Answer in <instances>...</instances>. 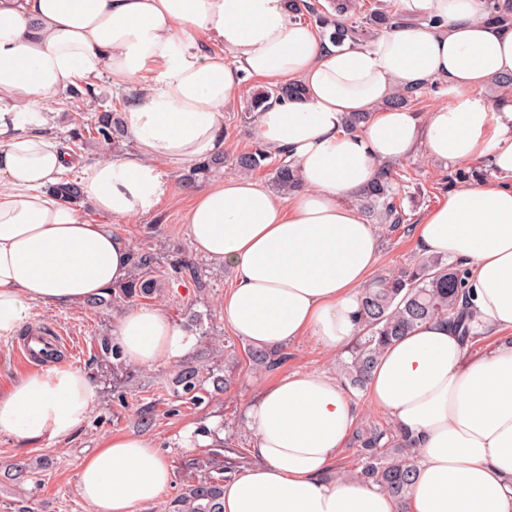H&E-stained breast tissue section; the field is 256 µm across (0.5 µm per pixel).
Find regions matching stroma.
<instances>
[{"label":"stroma","instance_id":"obj_1","mask_svg":"<svg viewBox=\"0 0 512 512\" xmlns=\"http://www.w3.org/2000/svg\"><path fill=\"white\" fill-rule=\"evenodd\" d=\"M261 86V80L246 79L224 106V136L232 154L260 144L257 122L245 119L244 110L251 93ZM392 169L404 221L396 231L380 236L373 270L377 277L418 263L416 228L421 217L463 186V174L478 170L485 179L494 177L484 161L461 166L419 154L393 164ZM163 175L169 194L151 214L124 219L87 205L80 211L84 221L111 225L113 232L153 257L161 292L151 303L190 333L192 347L172 362L143 368L101 349L102 342L111 340L116 320L128 310V303L99 308L81 302L51 311L34 309L33 324L57 326L66 333L76 350L68 365L92 380L96 397L87 419L66 439L22 444L0 435V512H93L79 492L81 464L104 438L122 433L152 439L170 462L173 482L163 500L148 510L165 512L168 500L190 481L209 476L222 479L250 463L255 438L245 422V409L263 386L294 372L337 371L345 356L341 350L325 352L306 338L286 346L288 360L278 369L256 365L248 356V343L232 333L222 315L224 293L234 284L233 272L193 250L186 213L194 191L184 183L187 172L167 169ZM180 258L192 263L193 273L174 272L172 264ZM189 370L197 375V388L190 396L177 383L178 376ZM214 420L224 431L223 439L204 448L185 447L183 432L206 433Z\"/></svg>","mask_w":512,"mask_h":512}]
</instances>
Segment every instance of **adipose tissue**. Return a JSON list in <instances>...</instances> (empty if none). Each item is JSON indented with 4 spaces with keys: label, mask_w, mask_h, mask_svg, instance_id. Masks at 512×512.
<instances>
[{
    "label": "adipose tissue",
    "mask_w": 512,
    "mask_h": 512,
    "mask_svg": "<svg viewBox=\"0 0 512 512\" xmlns=\"http://www.w3.org/2000/svg\"><path fill=\"white\" fill-rule=\"evenodd\" d=\"M405 21L367 46L337 45L293 19L286 0H0V337L34 307H65L123 282L132 245L48 193L75 162L52 143L38 104L77 80L110 72L153 78L124 114L133 152L91 162L84 199L118 218L152 213L169 193L163 169L226 152L224 106L247 77L291 79L299 100L273 102L256 134L297 168L301 190L281 197L238 174L201 188L186 214L194 250L234 273L222 313L257 348L305 337L328 351L359 331L360 295L379 233L356 205L385 163L424 152L439 161L488 159L499 182L479 181L428 212L422 252L459 259L471 326L496 344L471 354L445 320L390 345L367 383L370 403L419 440L409 512H512V29L490 23L482 0H400ZM205 34L220 52H203ZM446 101L417 113L392 97L427 83ZM371 118L356 134L350 113ZM113 343L151 368L182 356L187 332L157 306L121 315ZM96 388L75 369L28 374L0 394V434L25 442L68 437ZM359 417L322 370L260 391L246 421L253 461L224 485V512H397L378 486L335 477L337 452ZM172 481L152 441L112 435L84 461L79 490L94 512H143Z\"/></svg>",
    "instance_id": "ef3b65f1"
}]
</instances>
